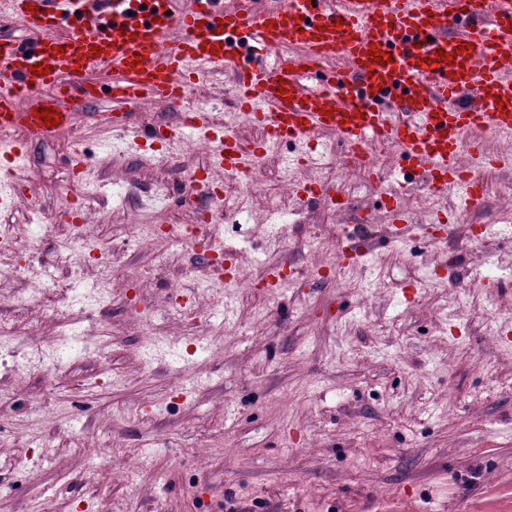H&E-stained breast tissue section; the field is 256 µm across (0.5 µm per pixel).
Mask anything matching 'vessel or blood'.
<instances>
[{
  "label": "vessel or blood",
  "mask_w": 512,
  "mask_h": 512,
  "mask_svg": "<svg viewBox=\"0 0 512 512\" xmlns=\"http://www.w3.org/2000/svg\"><path fill=\"white\" fill-rule=\"evenodd\" d=\"M173 0H0L21 24L22 36L0 32V160L25 162L21 143L8 137L25 126L45 131L39 109L69 124L72 112L96 103L93 73L111 72L112 106L94 120L128 148L157 140L168 148L188 139L209 144L207 166L232 175L251 170L283 142L305 148L332 133L346 146L345 165H360L379 141L393 145L406 185L433 192L456 188L464 209L487 195L482 171L512 165V151H472L474 177L461 174L457 156L468 133L512 139V0H277L272 9L249 0H197L177 12ZM77 18L66 38L54 28ZM389 53L372 61L370 48ZM279 53L274 66L254 50ZM449 55L440 61L439 52ZM46 71L34 74L32 65ZM237 77V124L215 130L209 113L186 105L188 90L205 76ZM150 102L179 109L176 125L134 126L129 111ZM257 127L260 139L241 140L237 127ZM301 207L345 211L335 187L296 180ZM392 241L409 222L399 197L386 207ZM225 314L239 279L215 274Z\"/></svg>",
  "instance_id": "b4317fda"
}]
</instances>
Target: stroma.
Masks as SVG:
<instances>
[{
	"instance_id": "35a3bbf8",
	"label": "stroma",
	"mask_w": 512,
	"mask_h": 512,
	"mask_svg": "<svg viewBox=\"0 0 512 512\" xmlns=\"http://www.w3.org/2000/svg\"><path fill=\"white\" fill-rule=\"evenodd\" d=\"M13 136L27 177L0 210V233L20 243L0 249V322L16 330L0 345V512H379L399 488L460 512L512 487V341L500 334L512 320V223L501 219L512 169L485 172L479 208L449 193L455 230L470 226L475 243L444 248L417 228L397 244L367 224L366 262L326 287L317 271L345 222L323 206L283 210L295 148L282 144L257 185L214 211L234 264L256 278L285 265L297 282L278 297L239 288L228 318L182 248L145 231L193 222L203 158L157 142L140 156L111 148L85 111ZM317 142L306 177L335 184L352 210L381 208L395 150L369 174L331 165L344 152L333 134ZM79 144L97 195L83 229L111 268L102 292L95 261L58 249L74 231L60 203ZM487 224L494 236H480ZM101 444L133 472L91 460Z\"/></svg>"
}]
</instances>
